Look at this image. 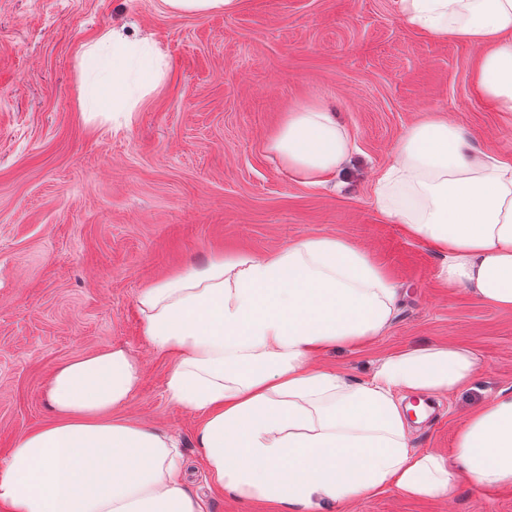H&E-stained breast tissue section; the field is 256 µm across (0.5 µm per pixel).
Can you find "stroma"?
<instances>
[{
  "mask_svg": "<svg viewBox=\"0 0 512 512\" xmlns=\"http://www.w3.org/2000/svg\"><path fill=\"white\" fill-rule=\"evenodd\" d=\"M149 41L163 81L122 123L82 112L81 46L111 30ZM477 46L408 26L395 0H244L231 15L173 14L161 0H0V464L53 418L44 389L73 358L120 346L142 367L123 416L178 437L189 489L208 512H272L204 477L197 413L173 403L174 363L142 334L147 283L216 254H264L309 235L366 250L401 286L385 335L318 354L368 380L398 350L463 345L469 388L438 395L411 425L413 447L447 453L469 412L512 391V311L444 286L440 258L385 222L373 188L399 138L429 114L512 151V119L475 89ZM318 101L353 136L336 184L293 178L268 150L289 110ZM345 512H512V486L459 479L446 500L387 488Z\"/></svg>",
  "mask_w": 512,
  "mask_h": 512,
  "instance_id": "stroma-1",
  "label": "stroma"
}]
</instances>
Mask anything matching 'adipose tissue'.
<instances>
[{
  "label": "adipose tissue",
  "mask_w": 512,
  "mask_h": 512,
  "mask_svg": "<svg viewBox=\"0 0 512 512\" xmlns=\"http://www.w3.org/2000/svg\"><path fill=\"white\" fill-rule=\"evenodd\" d=\"M413 29L481 50L474 82L512 115V0H395ZM153 45L112 31L83 46L81 105L119 116L163 75ZM351 133L319 103L288 112L268 148L300 181L336 180ZM377 212L441 259L439 277L512 311V152L479 148L462 126L430 117L394 145L373 192ZM401 290L372 256L335 235L271 253L213 255L141 288L142 332L176 361L170 399L202 416L195 443L210 483L277 512H326L391 487L452 496L457 469L480 487L512 485V393L474 409L441 455L412 448L402 394L458 392L477 361L445 345L384 357L350 382L314 366L336 344L384 335ZM141 385L121 347L59 365L46 394L57 417L22 433L0 466L11 512H205L185 480L179 441L118 414Z\"/></svg>",
  "instance_id": "1"
}]
</instances>
